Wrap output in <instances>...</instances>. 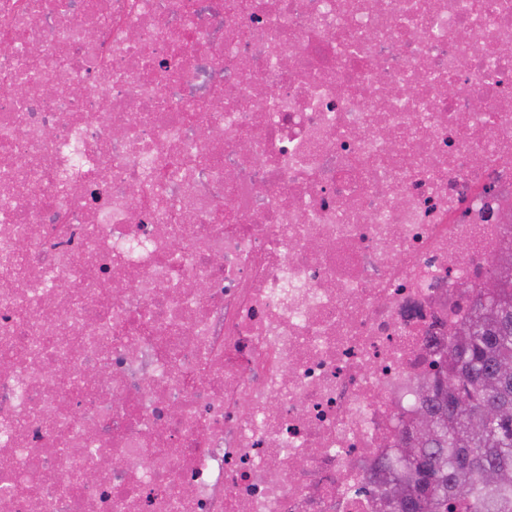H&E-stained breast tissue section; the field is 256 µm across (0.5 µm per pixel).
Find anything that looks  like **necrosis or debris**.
I'll return each mask as SVG.
<instances>
[{
    "instance_id": "obj_1",
    "label": "necrosis or debris",
    "mask_w": 512,
    "mask_h": 512,
    "mask_svg": "<svg viewBox=\"0 0 512 512\" xmlns=\"http://www.w3.org/2000/svg\"><path fill=\"white\" fill-rule=\"evenodd\" d=\"M0 42L7 512H374L512 247V0H0Z\"/></svg>"
}]
</instances>
